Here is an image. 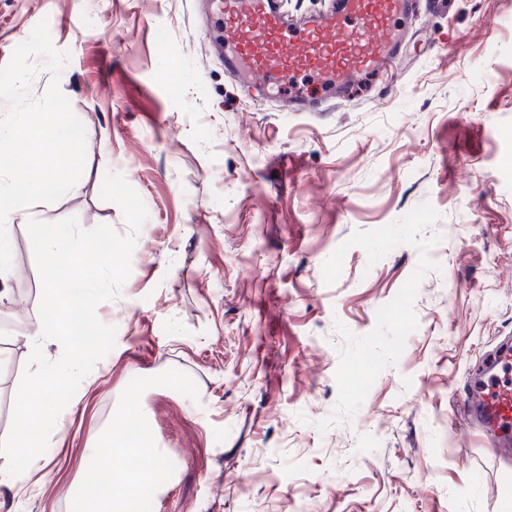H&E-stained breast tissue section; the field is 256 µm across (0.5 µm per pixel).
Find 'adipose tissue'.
<instances>
[{"label":"adipose tissue","mask_w":512,"mask_h":512,"mask_svg":"<svg viewBox=\"0 0 512 512\" xmlns=\"http://www.w3.org/2000/svg\"><path fill=\"white\" fill-rule=\"evenodd\" d=\"M102 443L111 452L104 456L91 450L84 481L92 490L79 494L76 512H133L135 495L151 486L149 469L135 467L134 462L140 457L157 461V448L146 433L131 448L117 447L109 435L103 436Z\"/></svg>","instance_id":"ef3b65f1"}]
</instances>
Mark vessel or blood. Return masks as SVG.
<instances>
[{
    "mask_svg": "<svg viewBox=\"0 0 512 512\" xmlns=\"http://www.w3.org/2000/svg\"><path fill=\"white\" fill-rule=\"evenodd\" d=\"M416 8L415 0H336L291 24L272 0H221L224 64L260 86L288 82V101L303 112L384 74L402 50L398 22ZM462 408L499 453H512L511 341L477 367Z\"/></svg>",
    "mask_w": 512,
    "mask_h": 512,
    "instance_id": "vessel-or-blood-1",
    "label": "vessel or blood"
}]
</instances>
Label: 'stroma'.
I'll return each mask as SVG.
<instances>
[{"label": "stroma", "instance_id": "stroma-1", "mask_svg": "<svg viewBox=\"0 0 512 512\" xmlns=\"http://www.w3.org/2000/svg\"><path fill=\"white\" fill-rule=\"evenodd\" d=\"M47 21L86 130L42 221L147 219L115 344L0 512H72L87 453L138 402L161 451L151 512H512V461L457 414L512 337V0L408 18L390 79L285 112L227 71L192 0H0V67ZM210 57L207 68L196 53ZM0 299V440L40 325L25 226Z\"/></svg>", "mask_w": 512, "mask_h": 512}]
</instances>
